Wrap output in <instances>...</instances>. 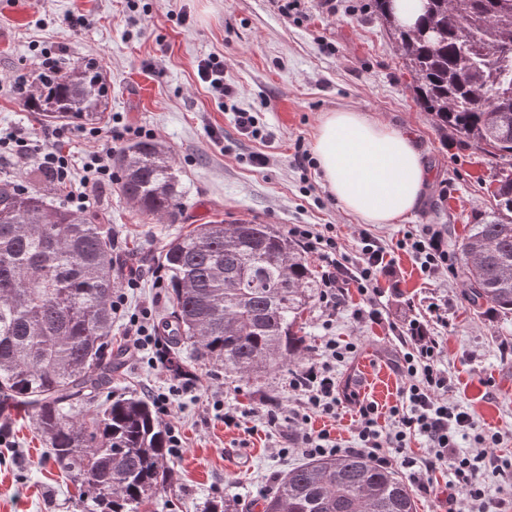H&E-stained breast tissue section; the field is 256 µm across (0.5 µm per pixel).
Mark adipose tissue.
<instances>
[{
	"instance_id": "ef3b65f1",
	"label": "adipose tissue",
	"mask_w": 512,
	"mask_h": 512,
	"mask_svg": "<svg viewBox=\"0 0 512 512\" xmlns=\"http://www.w3.org/2000/svg\"><path fill=\"white\" fill-rule=\"evenodd\" d=\"M314 151L330 192L368 224L405 220L430 177L411 134L355 110L326 113Z\"/></svg>"
}]
</instances>
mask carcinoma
Segmentation results:
<instances>
[{
    "label": "carcinoma",
    "mask_w": 512,
    "mask_h": 512,
    "mask_svg": "<svg viewBox=\"0 0 512 512\" xmlns=\"http://www.w3.org/2000/svg\"><path fill=\"white\" fill-rule=\"evenodd\" d=\"M410 27L374 0L396 41L417 104L500 170L492 219L473 225L460 264L473 303L512 314V0H419ZM26 107L44 119L104 112L101 72L76 61L40 80ZM122 195L155 219L175 221L184 191L164 147L123 146ZM112 228L103 217L54 206L0 176V416H31L83 512H141L167 482V431L149 398L101 387L123 348H112ZM171 311L162 323L173 376L192 357L250 379L308 349L303 316L318 287L301 246L271 224H198L157 257ZM263 512H417L408 484L365 455L302 462L280 478Z\"/></svg>",
    "instance_id": "cac0c4a2"
}]
</instances>
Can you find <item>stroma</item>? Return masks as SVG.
Returning a JSON list of instances; mask_svg holds the SVG:
<instances>
[{"label": "stroma", "mask_w": 512, "mask_h": 512, "mask_svg": "<svg viewBox=\"0 0 512 512\" xmlns=\"http://www.w3.org/2000/svg\"><path fill=\"white\" fill-rule=\"evenodd\" d=\"M149 15L138 20L127 0H0V135L16 130L31 137L48 127L12 90L18 75L40 74V51L48 47L61 65L94 59L107 87L106 120L142 129L164 145L184 187L176 222L149 220L124 199L117 183L105 184L90 204L111 224L117 243V282L137 269V287L127 289L126 309H149L153 321L168 311V290L157 274L164 246L211 220L259 221L287 231L293 224H332L349 256L360 232L386 248L387 271L379 279L382 318L356 321L365 297L349 287L331 327H324L320 301L304 317L308 351L302 366L317 358L325 336L354 343L355 352L336 366L338 387L375 403L379 422L402 401L404 380L396 368L397 338L411 320L423 323L444 351L452 379L449 400L461 403L484 428L504 436L498 454L512 456V315L492 316L469 300L463 277H428L399 239L429 224L442 231L449 257H457L472 224L491 211L492 165L456 137L439 135L415 100L401 53L376 19L373 0H301L299 13L283 16L275 0H147ZM81 17L73 26L69 17ZM216 54L224 59V82L236 95L220 101L197 78V64ZM256 112L260 138L243 135L234 112ZM357 110L407 129L431 172L423 198L399 224H364L329 191L318 165L299 166L296 145L312 149L325 113ZM90 125L68 121L61 148L73 181L83 176L86 156L99 147ZM257 153L270 157L252 166ZM112 338L125 350L114 386L171 395L159 417L183 440L173 457V479L153 498L152 512H202L214 498L238 501L239 512H260L261 503L298 455H281L284 431L250 416L269 401L295 404L288 392V367L259 377H225L223 368L191 361L190 374L174 377L151 351H136L123 322ZM244 412L240 427L228 428L215 401ZM34 427L24 415L0 426V512H80Z\"/></svg>", "instance_id": "35a3bbf8"}]
</instances>
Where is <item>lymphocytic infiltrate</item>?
I'll use <instances>...</instances> for the list:
<instances>
[{
  "mask_svg": "<svg viewBox=\"0 0 512 512\" xmlns=\"http://www.w3.org/2000/svg\"><path fill=\"white\" fill-rule=\"evenodd\" d=\"M130 132V127L125 125L112 127L108 133L110 146L88 157L83 165L82 187L70 192V201L87 204L94 190L114 181L109 161L111 146L123 141ZM61 138V131L55 129L45 132L42 142L34 144L21 133L13 132L1 138L0 145L11 147L16 157L35 158L50 181L59 186L69 177L68 158L57 147ZM288 235L321 263L319 300L326 319L335 317L349 284L356 285L366 298L364 307L354 311V319H380L377 283L386 267V252L375 237L361 233L360 257L352 262L341 251L334 225L319 228L313 224H294L289 227ZM398 246L412 255L425 274L434 275L442 270L452 277L457 274L439 231L422 227L406 235ZM402 334L410 344L397 364L405 387L400 406L391 410L393 429L383 432L374 403L356 401L357 452L377 466H399L409 483L427 495L435 491L434 473L447 471L449 489L466 501L468 512H492L496 502L487 475L496 474L501 486L512 488V461L502 460L495 453L501 442L500 433H486L466 408L449 402L451 379L441 359V346L435 337L429 336L424 325L410 321ZM354 349V344L342 345L335 338H326L321 358L288 375V389L297 396V405L286 410L279 403L268 402L257 408V416L267 426H276L281 421L288 423L290 451L309 458L339 454L340 449L329 432H313L307 423L315 414L335 416L342 402L336 385V365ZM416 436L427 444L426 456L418 458L407 453L408 439ZM468 438L479 445V452L462 448V440Z\"/></svg>",
  "mask_w": 512,
  "mask_h": 512,
  "instance_id": "obj_1",
  "label": "lymphocytic infiltrate"
}]
</instances>
